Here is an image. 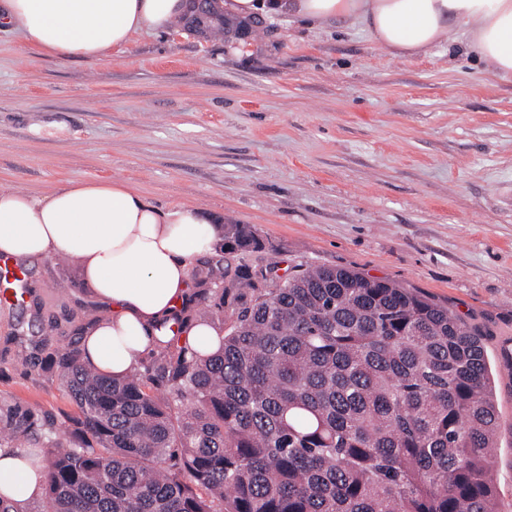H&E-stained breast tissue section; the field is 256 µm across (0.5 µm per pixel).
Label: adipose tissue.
I'll return each mask as SVG.
<instances>
[{
  "label": "adipose tissue",
  "instance_id": "obj_1",
  "mask_svg": "<svg viewBox=\"0 0 512 512\" xmlns=\"http://www.w3.org/2000/svg\"><path fill=\"white\" fill-rule=\"evenodd\" d=\"M192 8L191 0H0V28L59 60H99L140 35L170 31ZM217 8L233 22L261 15L357 26L402 58L458 42L488 75L512 82V0H218ZM223 238L197 207L158 208L120 180L42 193L0 188V254L26 263L73 259L110 304V316L83 340L86 361L107 375L126 374L158 347L191 264ZM44 481L32 454L0 448V497L27 504Z\"/></svg>",
  "mask_w": 512,
  "mask_h": 512
}]
</instances>
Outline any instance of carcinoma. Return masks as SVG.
<instances>
[{
    "mask_svg": "<svg viewBox=\"0 0 512 512\" xmlns=\"http://www.w3.org/2000/svg\"><path fill=\"white\" fill-rule=\"evenodd\" d=\"M260 249L246 224L224 250ZM227 329L209 353L175 335L109 376L50 357L75 415L20 414L48 449L40 512H495L498 416L478 333L425 295L326 264L286 277L208 268Z\"/></svg>",
    "mask_w": 512,
    "mask_h": 512,
    "instance_id": "cac0c4a2",
    "label": "carcinoma"
}]
</instances>
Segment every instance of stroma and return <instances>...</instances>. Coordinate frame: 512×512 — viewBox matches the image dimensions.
<instances>
[{
	"label": "stroma",
	"instance_id": "1",
	"mask_svg": "<svg viewBox=\"0 0 512 512\" xmlns=\"http://www.w3.org/2000/svg\"><path fill=\"white\" fill-rule=\"evenodd\" d=\"M120 179L155 205L250 225L260 251L193 269L307 262L416 289L472 329L496 404L491 477L512 512V83L461 44L404 60L357 27L262 17L144 34L60 61L0 31V186ZM0 304V426L11 409L66 423L45 363L108 314L77 261L27 267ZM50 336H42V327Z\"/></svg>",
	"mask_w": 512,
	"mask_h": 512
}]
</instances>
